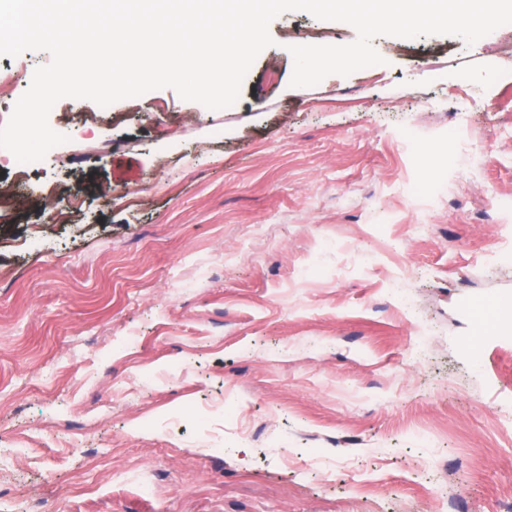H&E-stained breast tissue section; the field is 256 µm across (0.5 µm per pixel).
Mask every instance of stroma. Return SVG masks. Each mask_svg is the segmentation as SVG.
I'll use <instances>...</instances> for the list:
<instances>
[{"mask_svg": "<svg viewBox=\"0 0 512 512\" xmlns=\"http://www.w3.org/2000/svg\"><path fill=\"white\" fill-rule=\"evenodd\" d=\"M269 32L234 107L63 98L67 142L0 153V512L512 506V57L379 36L295 87L357 33Z\"/></svg>", "mask_w": 512, "mask_h": 512, "instance_id": "obj_1", "label": "stroma"}]
</instances>
